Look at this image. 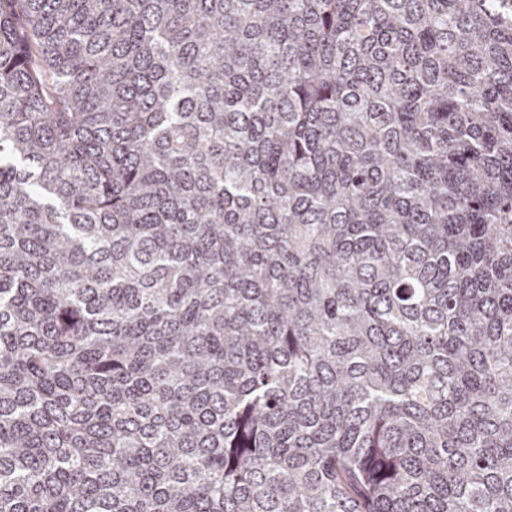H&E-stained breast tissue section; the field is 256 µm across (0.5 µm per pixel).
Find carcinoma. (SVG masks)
I'll return each instance as SVG.
<instances>
[{
  "mask_svg": "<svg viewBox=\"0 0 512 512\" xmlns=\"http://www.w3.org/2000/svg\"><path fill=\"white\" fill-rule=\"evenodd\" d=\"M0 512H512V0H0Z\"/></svg>",
  "mask_w": 512,
  "mask_h": 512,
  "instance_id": "obj_1",
  "label": "carcinoma"
}]
</instances>
